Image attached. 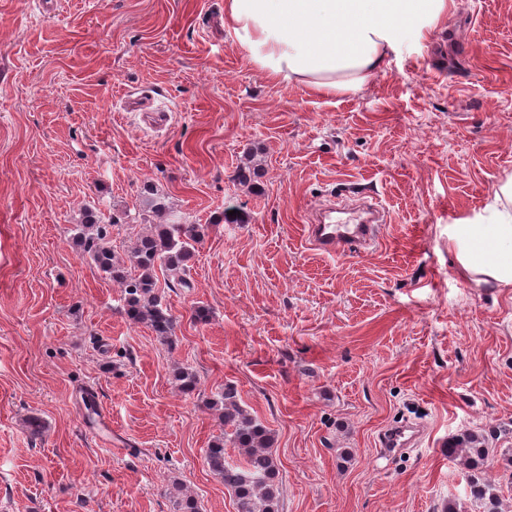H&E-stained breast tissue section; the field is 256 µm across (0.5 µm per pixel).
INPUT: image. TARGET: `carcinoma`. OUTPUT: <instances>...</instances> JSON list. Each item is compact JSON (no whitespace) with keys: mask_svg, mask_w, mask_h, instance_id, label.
<instances>
[{"mask_svg":"<svg viewBox=\"0 0 512 512\" xmlns=\"http://www.w3.org/2000/svg\"><path fill=\"white\" fill-rule=\"evenodd\" d=\"M140 210L153 214L159 222L136 234L128 260L119 258L112 249L109 225L103 223L96 208L86 206L72 228L74 245L89 255L95 266L122 290L124 311L130 321L146 325L161 344L173 346L178 327L177 318L163 302L158 287L156 268L169 271L166 287L188 288L187 263L193 258L208 225L183 224L167 219L169 207L163 197L145 188ZM185 393L197 389L198 377L188 367H180L175 375ZM219 412L221 433L206 450L210 470L224 481L234 496L237 512H280L281 486L276 461L270 451L274 435L257 418L244 410L237 392L227 386L206 401ZM241 450L242 460L232 464L227 459V445ZM483 435L465 430L448 442V456L475 470L489 460ZM470 497L482 512H499L500 489L491 482L470 481ZM175 512H199L195 498L181 487L172 493Z\"/></svg>","mask_w":512,"mask_h":512,"instance_id":"carcinoma-1","label":"carcinoma"}]
</instances>
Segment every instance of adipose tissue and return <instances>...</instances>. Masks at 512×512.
Returning a JSON list of instances; mask_svg holds the SVG:
<instances>
[{
	"label": "adipose tissue",
	"mask_w": 512,
	"mask_h": 512,
	"mask_svg": "<svg viewBox=\"0 0 512 512\" xmlns=\"http://www.w3.org/2000/svg\"><path fill=\"white\" fill-rule=\"evenodd\" d=\"M453 0H224V27L249 63L323 97L379 71L406 31L438 29ZM448 246L475 284L512 288V176L484 214L448 228Z\"/></svg>",
	"instance_id": "1"
}]
</instances>
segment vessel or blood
I'll return each mask as SVG.
<instances>
[{
  "instance_id": "vessel-or-blood-1",
  "label": "vessel or blood",
  "mask_w": 512,
  "mask_h": 512,
  "mask_svg": "<svg viewBox=\"0 0 512 512\" xmlns=\"http://www.w3.org/2000/svg\"><path fill=\"white\" fill-rule=\"evenodd\" d=\"M380 224L375 214L356 218L346 210L337 214L322 212L313 224L307 225L311 245L327 255H341L375 244L379 239Z\"/></svg>"
}]
</instances>
